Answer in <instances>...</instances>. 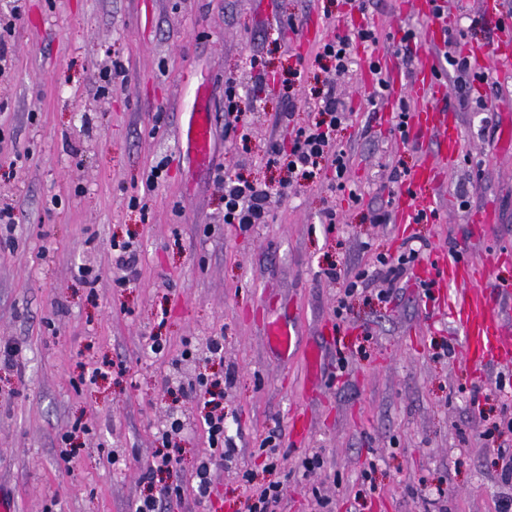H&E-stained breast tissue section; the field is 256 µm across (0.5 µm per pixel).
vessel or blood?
Instances as JSON below:
<instances>
[{
    "label": "vessel or blood",
    "instance_id": "obj_1",
    "mask_svg": "<svg viewBox=\"0 0 512 512\" xmlns=\"http://www.w3.org/2000/svg\"><path fill=\"white\" fill-rule=\"evenodd\" d=\"M420 83L426 94L440 99L443 86L436 76V65L429 50H422L418 60ZM439 141L448 157L458 152L459 137L456 124L450 114L438 116ZM184 136L196 162L207 165L212 149V130L207 111L193 112ZM437 175L433 168L421 169L413 178L411 187L399 200V208L406 222H414L417 216L432 218L435 206L432 194ZM448 307L465 335L467 350L472 357L481 358L496 350L500 343L499 325L501 312L485 289L468 288L452 296ZM267 339L281 353L290 352L293 334L285 325L273 322L268 326Z\"/></svg>",
    "mask_w": 512,
    "mask_h": 512
}]
</instances>
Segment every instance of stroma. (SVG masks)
Returning <instances> with one entry per match:
<instances>
[{"mask_svg": "<svg viewBox=\"0 0 512 512\" xmlns=\"http://www.w3.org/2000/svg\"><path fill=\"white\" fill-rule=\"evenodd\" d=\"M422 2L369 0L361 14L345 0H21L22 18L5 36L15 67L0 76V207L19 218L0 237V351L16 350L14 369H0V489L17 512H130L150 493L145 473L172 413L191 425L180 451L184 492L159 512H248L272 481L281 484L279 512H432L440 497L448 512H499L512 500L499 460L512 357H469L448 310L459 285L435 267L457 249L486 269L470 287L512 289V66L473 82L464 110L445 84L437 106L458 123L454 161L443 160L433 132L402 142L393 116L400 101L421 104L423 91L392 39L426 30ZM484 16L481 0H448V22L465 35L431 45L438 69L445 54L496 46L500 33ZM363 24L378 41L353 45V71L314 63L321 39ZM254 57L266 73L257 98ZM116 63L120 76L102 90L101 71ZM373 63L402 71V82L380 90ZM297 70L306 89L331 80L346 93L351 114L337 142L350 159L347 188L331 190L325 175L273 196L269 222L241 232L224 221L213 169L272 185L284 178L263 156L273 142L288 150L293 129L312 117L304 91L290 97L282 87ZM230 79L253 115L244 141L224 133ZM197 82L208 88L213 124L206 168L180 136ZM431 164L442 176L435 222L365 220L380 195L403 191L392 168L412 174ZM158 165L162 175L147 187ZM143 195L145 213L131 204ZM412 237L427 247L396 298L365 293L337 315L339 286L326 269H366ZM115 240L138 254L136 279L123 288ZM82 267L98 273L95 285L80 280ZM272 322L296 334L288 356L267 342ZM152 336L160 354L144 349ZM216 336L220 361L207 350ZM313 347L322 355L314 381L305 362ZM104 362L125 371L88 382ZM201 374L230 376L224 413L237 444L232 460L214 466L203 501L194 472L211 450L201 408L164 384ZM273 430L275 471L261 449ZM68 432L77 453L66 461L57 448ZM314 454L321 466L303 477L301 461Z\"/></svg>", "mask_w": 512, "mask_h": 512, "instance_id": "stroma-1", "label": "stroma"}]
</instances>
